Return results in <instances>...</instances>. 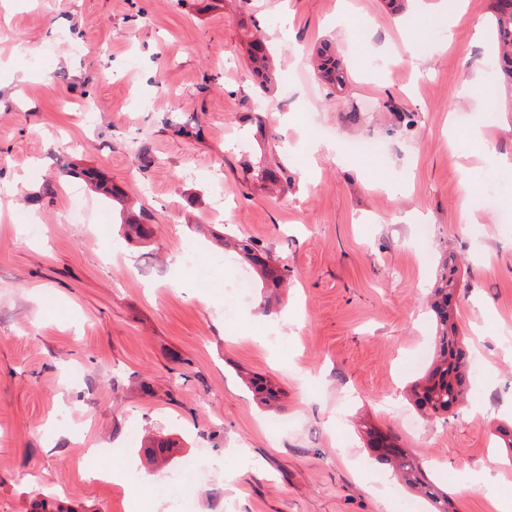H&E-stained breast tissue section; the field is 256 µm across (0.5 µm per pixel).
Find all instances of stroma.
Segmentation results:
<instances>
[{
	"label": "stroma",
	"instance_id": "1",
	"mask_svg": "<svg viewBox=\"0 0 512 512\" xmlns=\"http://www.w3.org/2000/svg\"><path fill=\"white\" fill-rule=\"evenodd\" d=\"M243 16L288 77L262 112ZM488 19L489 0H412L402 16L383 0H0V512H173L174 470L195 512H428L369 454V426L423 461L455 512H512V465L492 446L512 422V91L485 123L496 48L474 23ZM323 39L350 72L336 97L307 55ZM189 116L200 138L173 133ZM366 137L381 157L346 152ZM264 156L287 190L253 180ZM143 209L150 242L124 241L122 211ZM227 231L288 266L270 312L225 262ZM450 254L476 373L435 418L410 389L434 354L425 295ZM243 372L279 387L276 407H258ZM146 436L175 441L165 464L141 455ZM202 449L218 467L184 471ZM125 462L152 486L83 471Z\"/></svg>",
	"mask_w": 512,
	"mask_h": 512
}]
</instances>
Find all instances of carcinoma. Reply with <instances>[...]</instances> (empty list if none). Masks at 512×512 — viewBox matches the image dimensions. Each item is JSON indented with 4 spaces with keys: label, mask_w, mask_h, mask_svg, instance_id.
<instances>
[{
    "label": "carcinoma",
    "mask_w": 512,
    "mask_h": 512,
    "mask_svg": "<svg viewBox=\"0 0 512 512\" xmlns=\"http://www.w3.org/2000/svg\"><path fill=\"white\" fill-rule=\"evenodd\" d=\"M491 28L498 48V71L500 77L512 88V0H490ZM246 63L251 71L255 86L265 91L277 85L279 72L275 66L266 38L260 29H245ZM314 70L319 80L328 88L342 91L349 80L343 60L336 52L335 45L323 40L311 52ZM253 176L262 183L277 185L288 179L283 164L276 159H266L254 167ZM152 215L142 212L136 219H124L125 236H133L141 243L152 236L150 227ZM233 247L259 277L262 287L277 288L286 281L281 270L273 261L267 248L260 242L241 237L233 240ZM458 270L445 265L439 284L429 295V305L435 314L439 351L430 367L412 388L414 404L429 416L445 415L464 400L469 378L468 362L460 347L457 326L454 321L453 304L458 282ZM249 383L259 394L260 402L266 406L278 400L280 390L271 382ZM376 459L388 466L394 475L407 487L427 498L434 512H450V496L447 491L433 483L422 463L403 448H382L379 440L372 441ZM172 448L168 439L154 438L147 446L150 462L157 464L166 460Z\"/></svg>",
    "instance_id": "carcinoma-1"
}]
</instances>
